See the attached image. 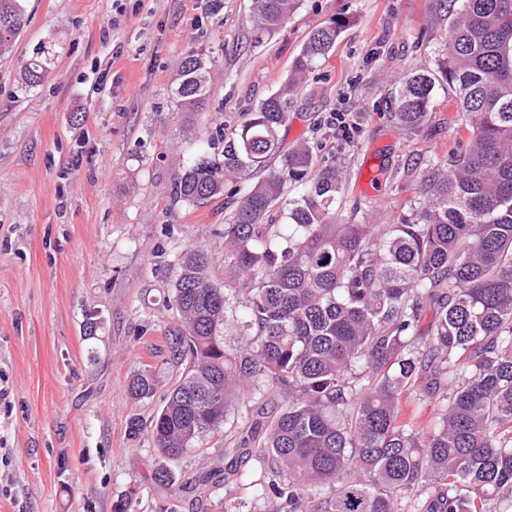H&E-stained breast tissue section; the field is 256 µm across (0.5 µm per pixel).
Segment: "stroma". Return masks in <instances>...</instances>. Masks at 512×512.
I'll use <instances>...</instances> for the list:
<instances>
[{"label":"stroma","mask_w":512,"mask_h":512,"mask_svg":"<svg viewBox=\"0 0 512 512\" xmlns=\"http://www.w3.org/2000/svg\"><path fill=\"white\" fill-rule=\"evenodd\" d=\"M28 23L0 55V512H113L128 490L137 512H277L252 481L265 459L240 447L251 402L173 470L184 489L154 481L150 422L160 401H134L130 378L149 364L171 385L165 330L182 250L201 246L224 281V223L237 198L195 208L171 183L208 129L239 124L276 90L308 33L348 18L280 131L308 141L320 163L346 170L338 213L362 202L367 224L408 209L420 162L455 145L458 100L437 93L430 119L408 133L381 111L395 80L434 69L448 14L439 0H302L274 35L257 34L250 0H23ZM213 58L210 110L173 111L188 51ZM50 72L22 90L36 55ZM344 116L350 131L335 123ZM220 484L197 486L204 471Z\"/></svg>","instance_id":"stroma-1"}]
</instances>
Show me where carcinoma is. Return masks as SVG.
<instances>
[{"mask_svg":"<svg viewBox=\"0 0 512 512\" xmlns=\"http://www.w3.org/2000/svg\"><path fill=\"white\" fill-rule=\"evenodd\" d=\"M301 0H251L261 35L278 31ZM446 52L436 69L395 82L388 112L416 131L436 89L456 96L465 148L430 163L396 224L334 222L347 185L301 141L284 148L280 128L294 97L348 25L338 16L308 35L284 82L231 132L202 136L172 182L174 197L205 205L233 187L224 224V286L202 247L178 257L171 284L177 323L166 339L182 372L162 395L149 431L171 464L215 436L245 396L279 399L247 440L270 469L257 491L303 512L329 496V512H401L394 494H424L419 512L512 509V0H448ZM25 25L22 0H0V53ZM213 61L190 51L172 91L175 110L208 109ZM24 64V88L48 73ZM286 221L288 233L269 218ZM433 309L421 333L426 309ZM235 327L229 343L227 326ZM159 370L128 383L155 397ZM436 402L431 425L417 409Z\"/></svg>","mask_w":512,"mask_h":512,"instance_id":"obj_1","label":"carcinoma"}]
</instances>
